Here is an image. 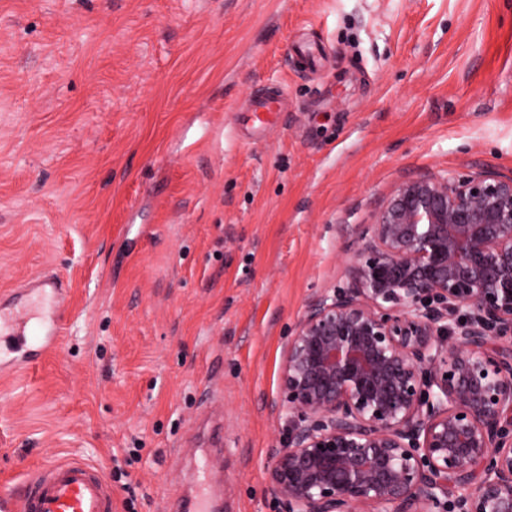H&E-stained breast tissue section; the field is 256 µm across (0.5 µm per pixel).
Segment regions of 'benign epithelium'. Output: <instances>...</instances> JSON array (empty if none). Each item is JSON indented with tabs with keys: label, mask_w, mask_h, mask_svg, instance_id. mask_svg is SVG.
<instances>
[{
	"label": "benign epithelium",
	"mask_w": 512,
	"mask_h": 512,
	"mask_svg": "<svg viewBox=\"0 0 512 512\" xmlns=\"http://www.w3.org/2000/svg\"><path fill=\"white\" fill-rule=\"evenodd\" d=\"M347 274L283 348V512H512V175L402 181Z\"/></svg>",
	"instance_id": "1"
}]
</instances>
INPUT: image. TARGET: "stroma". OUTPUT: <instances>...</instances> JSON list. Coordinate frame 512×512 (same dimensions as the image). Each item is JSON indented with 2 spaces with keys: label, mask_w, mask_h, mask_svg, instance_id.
Returning a JSON list of instances; mask_svg holds the SVG:
<instances>
[{
  "label": "stroma",
  "mask_w": 512,
  "mask_h": 512,
  "mask_svg": "<svg viewBox=\"0 0 512 512\" xmlns=\"http://www.w3.org/2000/svg\"><path fill=\"white\" fill-rule=\"evenodd\" d=\"M280 87L278 124L238 108ZM512 175V0H0V294L69 289L0 378V490L97 465L112 512H281L267 467L305 303L406 178ZM197 470L199 487L201 491H199L195 498L188 504L185 512H213L210 506L208 493L209 473L206 476V463L204 459L198 463Z\"/></svg>",
  "instance_id": "1"
}]
</instances>
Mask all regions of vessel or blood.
Instances as JSON below:
<instances>
[{
    "instance_id": "vessel-or-blood-1",
    "label": "vessel or blood",
    "mask_w": 512,
    "mask_h": 512,
    "mask_svg": "<svg viewBox=\"0 0 512 512\" xmlns=\"http://www.w3.org/2000/svg\"><path fill=\"white\" fill-rule=\"evenodd\" d=\"M285 90L254 99L249 110L255 129L269 114L282 111ZM66 291L61 282L38 276L0 303V376L33 368L54 349L65 325ZM200 490L185 512H212L205 463H198ZM22 494L1 493L0 512H112V488L101 470L80 459L53 460L29 476Z\"/></svg>"
}]
</instances>
